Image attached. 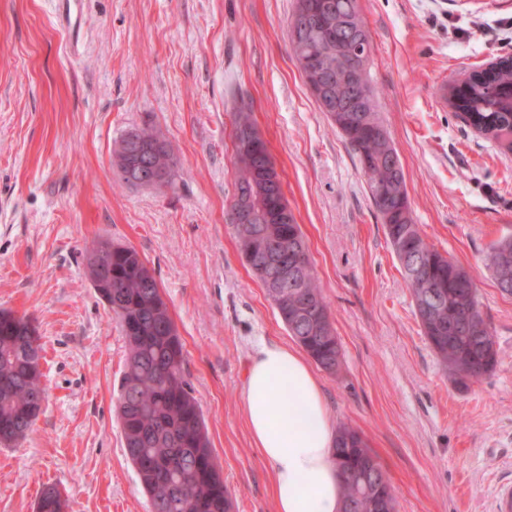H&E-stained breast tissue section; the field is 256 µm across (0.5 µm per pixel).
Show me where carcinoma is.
I'll use <instances>...</instances> for the list:
<instances>
[{
  "label": "carcinoma",
  "instance_id": "cac0c4a2",
  "mask_svg": "<svg viewBox=\"0 0 512 512\" xmlns=\"http://www.w3.org/2000/svg\"><path fill=\"white\" fill-rule=\"evenodd\" d=\"M336 12L354 29L366 31L358 0H331ZM300 72L310 60L336 42V26L318 19L315 28L298 37L288 35ZM365 104L375 130L348 128L341 124L349 113L330 115L368 177L370 198L380 215L384 234L407 287L410 289L422 334L443 370L461 386L495 369L498 352L489 343L493 336L469 284V271L455 260L429 246L412 216L402 164L391 170L386 163L391 141L377 110L371 81L364 88ZM443 97L448 106L480 135L512 153V63L474 70L462 85L450 84ZM257 130L248 106L235 113L233 163L234 193L250 202L254 219L233 226L244 265L264 283L267 265L276 251L291 241L306 245L296 220L282 224L274 219L278 199H257L256 160L245 147L243 134ZM113 160L127 162L130 178L125 184L142 186L138 172L148 167L170 185L176 177V161L168 144L151 127L136 129L135 140L123 137L113 150ZM262 228L261 242L253 240V229ZM509 260L504 261V254ZM496 285H512V238L496 243L488 255ZM106 266L93 282L107 304L128 344V357L119 384L117 410L121 420L126 455L151 512H172L174 503H184L186 512H232L233 503L224 486V476L215 462L204 416L184 373L185 349L159 284L138 251L115 245L110 239L97 241L86 252L87 270ZM437 286L434 294L421 287ZM274 308L284 314L290 336L322 370L338 371L341 346L332 326L329 306L305 257L292 282L269 296ZM36 328L24 316L0 310V444L11 445L31 432L41 407L37 396L46 393L40 369L41 345ZM334 460L342 480L344 512H376V490L393 491L380 463L357 429L341 425L334 440ZM60 491L53 485L41 490L37 512H64Z\"/></svg>",
  "mask_w": 512,
  "mask_h": 512
}]
</instances>
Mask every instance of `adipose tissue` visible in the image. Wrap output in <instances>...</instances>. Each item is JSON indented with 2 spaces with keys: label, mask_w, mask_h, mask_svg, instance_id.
<instances>
[{
  "label": "adipose tissue",
  "mask_w": 512,
  "mask_h": 512,
  "mask_svg": "<svg viewBox=\"0 0 512 512\" xmlns=\"http://www.w3.org/2000/svg\"><path fill=\"white\" fill-rule=\"evenodd\" d=\"M243 405L252 439L273 471L276 512H342L335 430L305 356L262 345L246 374Z\"/></svg>",
  "instance_id": "adipose-tissue-1"
}]
</instances>
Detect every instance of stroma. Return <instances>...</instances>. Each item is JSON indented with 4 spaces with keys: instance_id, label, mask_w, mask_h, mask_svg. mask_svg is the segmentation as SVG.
I'll list each match as a JSON object with an SVG mask.
<instances>
[{
    "instance_id": "35a3bbf8",
    "label": "stroma",
    "mask_w": 512,
    "mask_h": 512,
    "mask_svg": "<svg viewBox=\"0 0 512 512\" xmlns=\"http://www.w3.org/2000/svg\"><path fill=\"white\" fill-rule=\"evenodd\" d=\"M0 0V310L29 318L48 390L32 432L0 445V512H151L115 412L127 343L92 287L86 246L134 247L184 343V369L234 512H275L243 408L262 343L293 346L227 220L232 130L250 105L306 237L342 347L318 371L334 424L366 437L398 512H493L512 487V296L486 266L512 237V153L439 90L512 56V0H359L368 70L424 240L465 266L498 351L455 386L422 335L367 177L311 95L287 36L295 0ZM152 126L174 187L113 174L112 148ZM65 507V500L55 486L43 487L38 499V512H64Z\"/></svg>"
}]
</instances>
